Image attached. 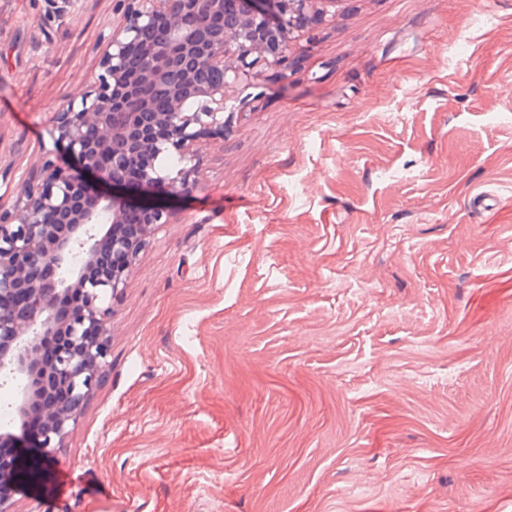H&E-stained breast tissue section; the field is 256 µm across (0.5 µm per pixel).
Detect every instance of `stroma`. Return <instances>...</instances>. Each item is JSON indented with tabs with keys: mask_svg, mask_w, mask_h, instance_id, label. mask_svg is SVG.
I'll use <instances>...</instances> for the list:
<instances>
[{
	"mask_svg": "<svg viewBox=\"0 0 512 512\" xmlns=\"http://www.w3.org/2000/svg\"><path fill=\"white\" fill-rule=\"evenodd\" d=\"M122 0H0V207ZM224 88L13 512H512V0H338ZM496 196L476 210L478 196Z\"/></svg>",
	"mask_w": 512,
	"mask_h": 512,
	"instance_id": "obj_1",
	"label": "stroma"
}]
</instances>
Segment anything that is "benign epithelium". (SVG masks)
Returning a JSON list of instances; mask_svg holds the SVG:
<instances>
[{
  "instance_id": "benign-epithelium-1",
  "label": "benign epithelium",
  "mask_w": 512,
  "mask_h": 512,
  "mask_svg": "<svg viewBox=\"0 0 512 512\" xmlns=\"http://www.w3.org/2000/svg\"><path fill=\"white\" fill-rule=\"evenodd\" d=\"M335 0H129L118 29L101 37L100 73L89 89L57 113L56 143L78 162V171L47 163L39 179L20 186L8 215L0 213V371L19 381V420L35 399L45 414L38 430L5 432L21 452L0 459V471L38 483L54 449L74 428L77 414L98 385L109 356L112 309L106 296L124 287L146 235L125 236V208L100 184L146 192L185 194L196 154L186 147L204 135L224 133V87L250 75L270 56L288 66L285 33L321 22L320 6ZM221 79H213L214 74ZM176 154L178 166L160 165ZM144 230L167 223V211L140 204ZM125 264L92 275L100 241ZM49 266L54 276L40 278ZM76 293V316L61 322L56 300ZM63 342L50 368L37 374L43 337Z\"/></svg>"
}]
</instances>
